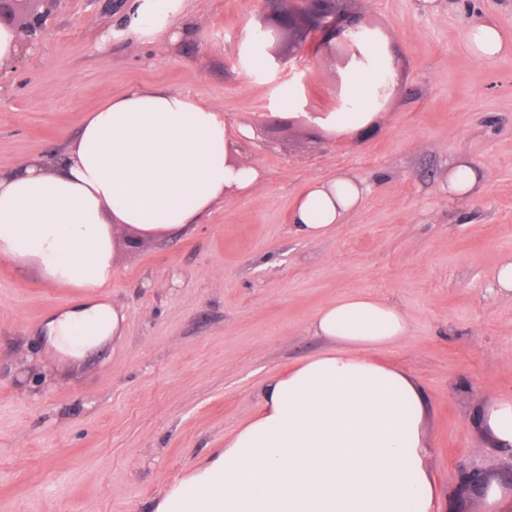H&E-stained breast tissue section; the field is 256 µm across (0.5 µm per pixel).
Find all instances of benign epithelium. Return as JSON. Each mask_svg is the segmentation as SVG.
Masks as SVG:
<instances>
[{"instance_id":"obj_1","label":"benign epithelium","mask_w":512,"mask_h":512,"mask_svg":"<svg viewBox=\"0 0 512 512\" xmlns=\"http://www.w3.org/2000/svg\"><path fill=\"white\" fill-rule=\"evenodd\" d=\"M51 0H0V22L13 20L25 15L26 22L14 26L20 42L32 46L46 29L48 11L39 7ZM344 0H263L270 24L261 28L262 40H267V32L273 35L288 36V43L299 42L312 31H318L324 38L325 47L338 39L342 32L362 31L360 18L343 16L340 4Z\"/></svg>"}]
</instances>
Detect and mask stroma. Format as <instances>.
Wrapping results in <instances>:
<instances>
[{"label":"stroma","mask_w":512,"mask_h":512,"mask_svg":"<svg viewBox=\"0 0 512 512\" xmlns=\"http://www.w3.org/2000/svg\"><path fill=\"white\" fill-rule=\"evenodd\" d=\"M107 2L52 0L40 43L0 68V167L63 153L85 112L160 85L248 127L239 157L263 178L193 230L114 228L100 288L0 260V512H154L257 414L267 378L326 349L310 321L354 292L408 316L409 335L374 355L423 389L442 512H486L464 479L512 469L475 419L512 397V294L493 281L512 255V54L482 63L467 40L490 20L512 41V0H346L399 66L375 125L345 137L312 118L335 111L347 62L316 33L252 47L262 0H192L175 46L103 42L121 19ZM288 91L300 99L290 110L278 105ZM460 157L483 184L452 199ZM342 173L370 185L362 204L319 240L297 235V196ZM94 299L125 313V336L73 370L46 323Z\"/></svg>","instance_id":"1"}]
</instances>
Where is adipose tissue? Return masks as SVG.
<instances>
[{"label": "adipose tissue", "mask_w": 512, "mask_h": 512, "mask_svg": "<svg viewBox=\"0 0 512 512\" xmlns=\"http://www.w3.org/2000/svg\"><path fill=\"white\" fill-rule=\"evenodd\" d=\"M190 0H128L112 37L178 43L173 28ZM470 53L489 62L512 52L490 22L474 27ZM340 110L321 117L346 136L370 126L380 93L396 73L385 43L362 41ZM246 128L190 94L136 87L81 120L56 160L0 168V257L31 265L61 284L100 287L112 275L114 226L140 236L181 232L224 201L253 189L262 172L232 162ZM369 192L345 174L310 183L297 197L291 227L308 240L342 224ZM121 310L97 302L47 325L50 341L72 359L93 343L121 337ZM310 329L322 353L268 378L258 413L205 464L172 485L155 512H441L426 467V401L405 371L373 358L375 349L410 332L398 307L352 293L321 308ZM494 447H512V399L479 414Z\"/></svg>", "instance_id": "adipose-tissue-1"}]
</instances>
